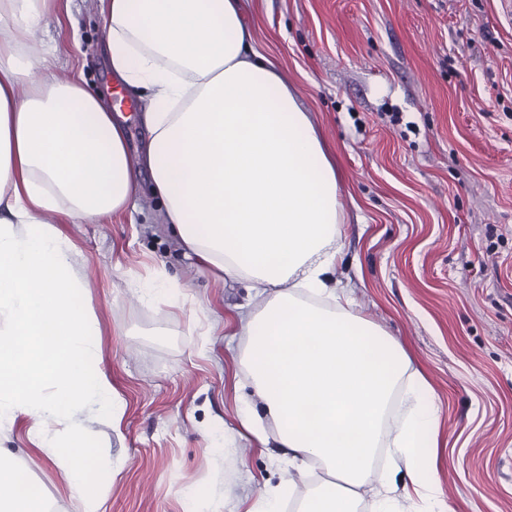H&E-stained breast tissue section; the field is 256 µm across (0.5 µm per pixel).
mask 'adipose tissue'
Listing matches in <instances>:
<instances>
[{
	"label": "adipose tissue",
	"instance_id": "ef3b65f1",
	"mask_svg": "<svg viewBox=\"0 0 512 512\" xmlns=\"http://www.w3.org/2000/svg\"><path fill=\"white\" fill-rule=\"evenodd\" d=\"M53 0H0V425L71 419L79 405L116 417L112 385L90 372L94 320L77 301L72 243L51 214L83 224L160 198L195 272L250 280L261 311L236 319L244 360L276 426L266 436L296 471L331 479L300 512H358L380 441L429 486L435 411L399 342L351 311L336 278L344 216L336 170L297 92L253 46L241 0H98L113 81L135 96L144 141L130 172L128 125L82 80L25 53ZM51 381L60 395L39 388ZM402 416L383 435L397 388ZM0 512H49L21 472L0 464Z\"/></svg>",
	"mask_w": 512,
	"mask_h": 512
}]
</instances>
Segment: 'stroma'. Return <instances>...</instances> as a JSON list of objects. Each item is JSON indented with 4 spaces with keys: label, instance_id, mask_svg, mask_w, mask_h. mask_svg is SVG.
Returning a JSON list of instances; mask_svg holds the SVG:
<instances>
[{
    "label": "stroma",
    "instance_id": "stroma-1",
    "mask_svg": "<svg viewBox=\"0 0 512 512\" xmlns=\"http://www.w3.org/2000/svg\"><path fill=\"white\" fill-rule=\"evenodd\" d=\"M257 49L295 88L336 165L345 222L338 277L354 314L399 340L427 382L438 448L432 501L400 512H512V11L504 0H242ZM94 0L59 5L28 53L56 54L116 102ZM79 300L96 314L91 370L112 383L119 418L78 407L47 424L0 427V462L22 467L51 512H251L277 494L297 512L326 477L309 463L292 493L275 449L238 432V407L265 418L225 320L265 296L194 272L142 195L129 214L67 224ZM168 301L143 299L156 272ZM94 453L79 487L58 457L71 430ZM58 445L40 448L42 431Z\"/></svg>",
    "mask_w": 512,
    "mask_h": 512
}]
</instances>
